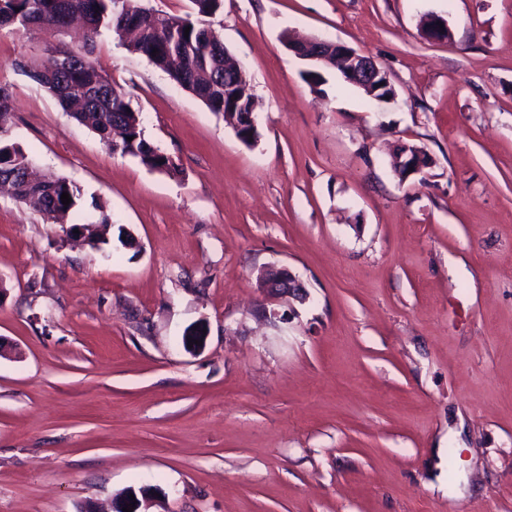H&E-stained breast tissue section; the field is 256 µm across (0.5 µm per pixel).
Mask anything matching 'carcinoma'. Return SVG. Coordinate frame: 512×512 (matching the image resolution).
Masks as SVG:
<instances>
[{
    "label": "carcinoma",
    "mask_w": 512,
    "mask_h": 512,
    "mask_svg": "<svg viewBox=\"0 0 512 512\" xmlns=\"http://www.w3.org/2000/svg\"><path fill=\"white\" fill-rule=\"evenodd\" d=\"M129 10L117 7L115 0H3L0 4V28L62 31L69 19L82 20L83 39L95 41L103 29L124 30L129 49L146 56L167 72L183 89L200 97L213 112L224 106V42L212 29L187 18L141 9L137 0H129ZM197 15L211 17L224 8V0H192ZM189 35H184V31ZM70 71L60 76L48 70L28 76L78 123L98 135L111 151L112 124L133 119L124 95L115 89L87 55L65 52ZM130 155L151 170L172 172L175 164L162 151L140 137ZM28 156L16 144L0 142V178H13L14 196L55 223L64 221L78 205L82 194L66 178L49 174L41 180L20 177ZM71 198L62 204V193Z\"/></svg>",
    "instance_id": "carcinoma-1"
}]
</instances>
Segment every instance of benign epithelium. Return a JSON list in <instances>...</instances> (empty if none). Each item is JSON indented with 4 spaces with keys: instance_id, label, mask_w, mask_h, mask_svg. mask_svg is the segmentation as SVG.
Instances as JSON below:
<instances>
[{
    "instance_id": "1",
    "label": "benign epithelium",
    "mask_w": 512,
    "mask_h": 512,
    "mask_svg": "<svg viewBox=\"0 0 512 512\" xmlns=\"http://www.w3.org/2000/svg\"><path fill=\"white\" fill-rule=\"evenodd\" d=\"M288 51L308 65L306 73L311 82L319 78L323 69H340L344 81L362 91L374 93L385 90L381 79L386 77L376 62L355 49L337 42L320 38H301L285 42ZM248 81L243 66L224 55V113H230L237 103L233 90L245 86ZM432 165L422 149L416 145L403 143L394 157V169L399 178L406 181L423 173ZM261 289L271 298L287 302L305 296L303 283L285 267L271 266L260 276Z\"/></svg>"
}]
</instances>
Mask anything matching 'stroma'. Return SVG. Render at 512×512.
Returning <instances> with one entry per match:
<instances>
[{"mask_svg":"<svg viewBox=\"0 0 512 512\" xmlns=\"http://www.w3.org/2000/svg\"><path fill=\"white\" fill-rule=\"evenodd\" d=\"M210 24L252 143L114 34L90 55L175 174L27 76L81 35L0 30L7 139L80 187L70 223L112 217L93 247L0 195V512L131 488L147 512H512V0H224ZM287 32L370 57L394 100L312 85ZM402 143L433 160L404 182ZM271 265L307 299L267 300ZM136 150L137 152H134L130 149V155L138 158L149 169L165 172L175 171L173 161L167 158L166 154L162 155L163 152L142 135L136 143Z\"/></svg>","mask_w":512,"mask_h":512,"instance_id":"obj_1","label":"stroma"}]
</instances>
